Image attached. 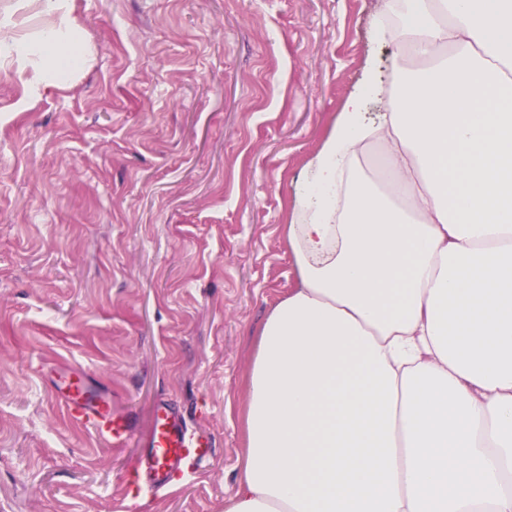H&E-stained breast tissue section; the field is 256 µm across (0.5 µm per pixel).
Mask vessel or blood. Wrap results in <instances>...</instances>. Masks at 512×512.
Listing matches in <instances>:
<instances>
[{"label": "vessel or blood", "mask_w": 512, "mask_h": 512, "mask_svg": "<svg viewBox=\"0 0 512 512\" xmlns=\"http://www.w3.org/2000/svg\"><path fill=\"white\" fill-rule=\"evenodd\" d=\"M58 399L74 419L92 425L114 445H122L130 437L129 426L114 419L112 401L105 395L94 396L87 387L68 384L59 389ZM149 446L150 451L144 461L145 471L153 484L164 485L184 459H206L210 443L204 437L189 433L163 408L156 413Z\"/></svg>", "instance_id": "b4317fda"}]
</instances>
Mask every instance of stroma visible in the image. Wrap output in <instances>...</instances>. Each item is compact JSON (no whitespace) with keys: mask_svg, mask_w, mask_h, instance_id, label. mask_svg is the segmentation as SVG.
Segmentation results:
<instances>
[{"mask_svg":"<svg viewBox=\"0 0 512 512\" xmlns=\"http://www.w3.org/2000/svg\"><path fill=\"white\" fill-rule=\"evenodd\" d=\"M88 61L31 96L0 68V512H224L256 331L292 288L308 161L400 54L375 0H72ZM111 394L117 447L62 382ZM209 437L136 476L152 416Z\"/></svg>","mask_w":512,"mask_h":512,"instance_id":"1","label":"stroma"}]
</instances>
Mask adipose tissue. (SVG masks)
I'll list each match as a JSON object with an SVG mask.
<instances>
[{"mask_svg": "<svg viewBox=\"0 0 512 512\" xmlns=\"http://www.w3.org/2000/svg\"><path fill=\"white\" fill-rule=\"evenodd\" d=\"M34 2L0 65L37 96L85 55L71 0ZM377 35L416 66L358 87L308 164L224 512H512V0H411Z\"/></svg>", "mask_w": 512, "mask_h": 512, "instance_id": "obj_1", "label": "adipose tissue"}]
</instances>
